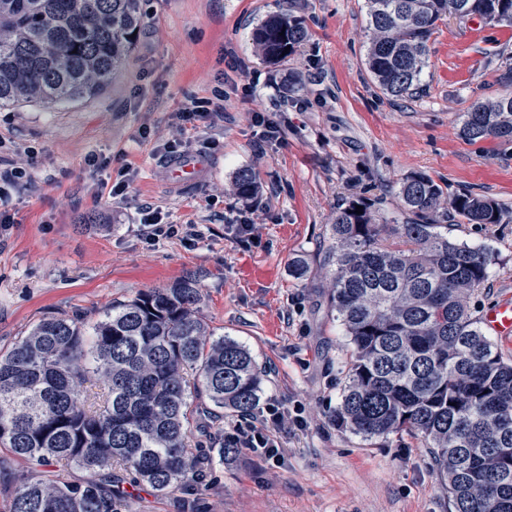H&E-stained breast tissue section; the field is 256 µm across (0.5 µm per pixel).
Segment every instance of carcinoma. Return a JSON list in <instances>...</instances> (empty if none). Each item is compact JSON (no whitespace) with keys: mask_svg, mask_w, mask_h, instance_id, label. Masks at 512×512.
<instances>
[{"mask_svg":"<svg viewBox=\"0 0 512 512\" xmlns=\"http://www.w3.org/2000/svg\"><path fill=\"white\" fill-rule=\"evenodd\" d=\"M366 15L368 70L384 94L404 98L440 22L512 26V0H366ZM140 23L139 0H0V109L95 94L126 61ZM307 37L289 10L252 33L270 63ZM459 135L511 143L512 92L474 101ZM232 188L256 198V171L239 169ZM396 196L397 218L359 199L329 225L326 303L347 341L330 420L366 440H416L444 479L450 512H512V452H501L512 449V360L471 308L495 257L446 225L450 216L500 224L506 208L422 173L403 178ZM201 297L200 280L186 275L92 322L44 316L0 350V447L31 465L10 512H123L124 485L183 492L201 483L202 465L237 455L230 444L189 447L224 410L253 411L264 377L245 346L210 331Z\"/></svg>","mask_w":512,"mask_h":512,"instance_id":"cac0c4a2","label":"carcinoma"}]
</instances>
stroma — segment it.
<instances>
[{
	"mask_svg": "<svg viewBox=\"0 0 512 512\" xmlns=\"http://www.w3.org/2000/svg\"><path fill=\"white\" fill-rule=\"evenodd\" d=\"M131 54L95 96L53 110H0V161L30 181L5 205L0 234V349L51 313L93 319L142 291L196 274L201 318L244 344L266 372L261 403L302 411L281 435L278 463L248 449L206 467L191 512H448L425 449L409 436L372 441L337 430L335 407L346 339L325 301L329 226L350 200L397 210L400 180L421 172L454 191L504 204L503 223L454 228L497 257L484 312L512 297V143L458 135L477 99L504 93L500 59L512 27L473 20L440 24L416 97L382 93L365 65L364 0H141ZM294 7L308 38L272 64L252 43L269 14ZM224 101L215 121L183 126L186 103ZM264 110L279 137L260 138ZM202 159L190 183L169 175L166 150ZM259 175L254 201L231 189L237 170ZM128 180L124 198L108 185ZM163 223L203 225L205 237L149 245L139 210ZM259 216L258 239L231 242L225 225L243 209ZM305 260L309 273H290Z\"/></svg>",
	"mask_w": 512,
	"mask_h": 512,
	"instance_id": "obj_1",
	"label": "stroma"
}]
</instances>
